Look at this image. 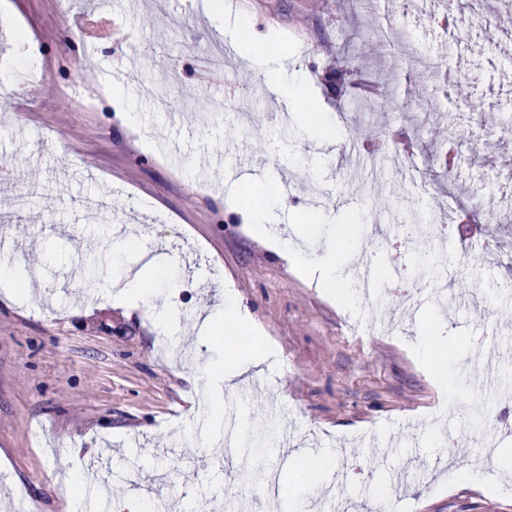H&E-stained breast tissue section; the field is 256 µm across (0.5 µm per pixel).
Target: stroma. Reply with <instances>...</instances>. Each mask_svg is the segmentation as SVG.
<instances>
[{"label":"stroma","mask_w":512,"mask_h":512,"mask_svg":"<svg viewBox=\"0 0 512 512\" xmlns=\"http://www.w3.org/2000/svg\"><path fill=\"white\" fill-rule=\"evenodd\" d=\"M0 11V59L35 65L40 82L18 95L0 86V152L11 177L0 181L4 258L29 269L34 286L0 287V512H62L78 494L87 512H114L129 482L155 475L145 492L152 512H281L258 500L223 450L192 434L201 400L219 398L247 425L252 470H281L268 428L290 432L299 450L335 460L311 485L284 476L301 512H371L381 491L401 493L403 512H512V492L450 485L449 468L489 472L512 485V467L486 458L470 439L472 415L503 416L485 388L512 394V291L495 284L512 270L485 262L474 246L496 236L512 257V137L497 134L512 115V28L476 0H225L245 22L253 53H234L224 70L203 58L230 42L206 17L210 0H8ZM276 31L279 64L305 75L298 110L339 113L364 82L378 85L371 108L355 115L366 140L399 149L403 167L374 181L371 160L352 154L354 125L334 144L302 135L282 103L252 97L263 78L264 36ZM24 37L34 57L15 54ZM346 67L338 90L330 66ZM94 82L81 90L83 75ZM124 97L113 102V86ZM469 97L459 111L456 96ZM433 103L423 117L418 105ZM132 110L139 125L119 126ZM454 126L471 143V167L446 174L448 151L433 138ZM490 173L491 184L479 180ZM264 176L269 190L287 186L271 234L291 239L308 260L322 253L327 227L360 250L347 261L352 280L366 261L416 277L422 218L441 223L459 201L462 230L435 241L439 274L418 279L422 299L408 311L389 280L378 297L359 293L353 312L324 293L257 237L236 213L252 199L238 179ZM494 197V214L466 207L468 194ZM28 206H14L18 195ZM121 231L136 246L113 253L99 231ZM151 253L161 274L153 310L114 306L111 293L143 268ZM93 260L99 279L79 270ZM468 267L460 286L455 272ZM260 326L234 342L216 336L201 348L198 315L217 309L225 281ZM447 322L458 404L440 414L448 390L418 356L421 322ZM274 345L280 361L254 368L251 355ZM240 354L245 372L227 388L214 368ZM88 452V484L68 485L70 450Z\"/></svg>","instance_id":"1"}]
</instances>
